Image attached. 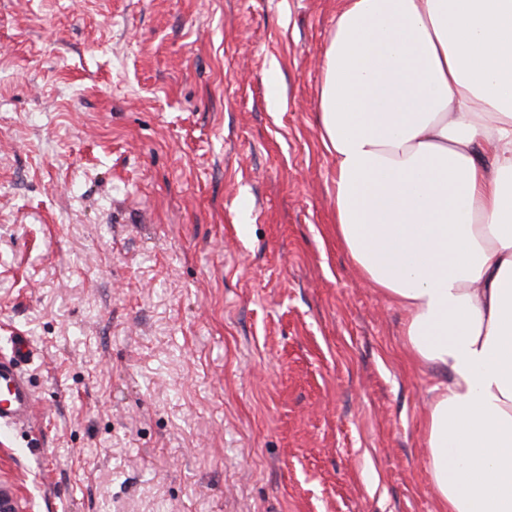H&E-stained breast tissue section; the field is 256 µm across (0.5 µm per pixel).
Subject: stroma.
Here are the masks:
<instances>
[{
	"instance_id": "35a3bbf8",
	"label": "stroma",
	"mask_w": 512,
	"mask_h": 512,
	"mask_svg": "<svg viewBox=\"0 0 512 512\" xmlns=\"http://www.w3.org/2000/svg\"><path fill=\"white\" fill-rule=\"evenodd\" d=\"M341 0H0L18 512H439L407 313L337 242ZM32 355L25 336H15L10 353L0 355V428L25 426L32 417L35 399L22 370Z\"/></svg>"
}]
</instances>
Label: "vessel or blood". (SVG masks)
<instances>
[{
    "label": "vessel or blood",
    "instance_id": "1",
    "mask_svg": "<svg viewBox=\"0 0 512 512\" xmlns=\"http://www.w3.org/2000/svg\"><path fill=\"white\" fill-rule=\"evenodd\" d=\"M32 355L24 336L14 337L9 354L0 355V428L27 425L32 417L35 399L22 370Z\"/></svg>",
    "mask_w": 512,
    "mask_h": 512
}]
</instances>
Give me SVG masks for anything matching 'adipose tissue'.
<instances>
[{
  "label": "adipose tissue",
  "mask_w": 512,
  "mask_h": 512,
  "mask_svg": "<svg viewBox=\"0 0 512 512\" xmlns=\"http://www.w3.org/2000/svg\"><path fill=\"white\" fill-rule=\"evenodd\" d=\"M323 71L336 238L442 374L440 512H512V0H345Z\"/></svg>",
  "instance_id": "1"
}]
</instances>
